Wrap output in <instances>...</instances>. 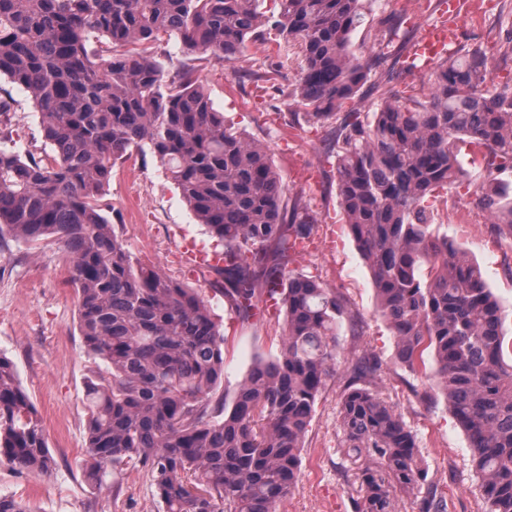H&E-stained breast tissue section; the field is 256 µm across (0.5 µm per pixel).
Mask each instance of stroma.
<instances>
[{
	"instance_id": "35a3bbf8",
	"label": "stroma",
	"mask_w": 512,
	"mask_h": 512,
	"mask_svg": "<svg viewBox=\"0 0 512 512\" xmlns=\"http://www.w3.org/2000/svg\"><path fill=\"white\" fill-rule=\"evenodd\" d=\"M364 3L366 18L351 37L350 51L371 72L344 109L369 122L381 73L399 48L419 40L424 25L440 20L442 0ZM460 13L459 38L449 44V51L463 54L482 48L488 57V84L511 82L512 48L505 42V29L512 22V0H485L484 11L476 15L464 4ZM197 76L227 123L267 147L286 201L302 200L317 218L309 251L295 255L290 271L318 280L347 300L349 318L338 339L335 370L314 405L299 481L276 512H354L355 490L340 472L339 411L347 366L365 353L377 358L378 386L416 435L428 478L445 498L447 512H483L469 441L437 387L433 355L424 354L421 363L408 368L397 355L392 329L378 312L370 270L341 220L335 158L326 147L334 124L306 116L295 94L297 57L270 34L248 42L237 59L204 57L197 63ZM2 96L11 99L12 110L0 116V142L52 160L54 153L27 92L1 78ZM468 188L444 191L431 200L432 224L480 265L501 303L504 330L512 336V236L498 233L489 214L469 202ZM105 193L112 204L110 219L132 256L194 288L210 303L224 332L220 390L233 395L258 362L279 356L283 320L240 323L212 289L215 273L195 275L180 264L185 243L211 250L216 240L195 219L152 154L117 161ZM69 268L60 243L0 238V354L13 361L56 460L48 475L0 465V494L22 498L34 512H160L141 470H114L100 488L86 478L85 384L106 365L88 354L80 336Z\"/></svg>"
}]
</instances>
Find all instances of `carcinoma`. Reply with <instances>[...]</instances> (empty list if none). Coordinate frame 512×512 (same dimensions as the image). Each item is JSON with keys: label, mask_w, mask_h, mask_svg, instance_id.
Wrapping results in <instances>:
<instances>
[{"label": "carcinoma", "mask_w": 512, "mask_h": 512, "mask_svg": "<svg viewBox=\"0 0 512 512\" xmlns=\"http://www.w3.org/2000/svg\"><path fill=\"white\" fill-rule=\"evenodd\" d=\"M0 0V77L26 89L54 150L45 162L0 148V236L54 239L72 259L78 324L108 376L86 388V475L142 467L162 512H275L300 476L313 410L336 356L343 295L288 270L316 218L284 203L267 148L224 123L194 67L168 73L156 47L232 60L270 27L298 49L296 95L327 121L353 100L369 67L350 53L362 0ZM476 48L437 68L424 99L390 91L374 121L348 112L334 130L342 221L371 273L403 362L433 352L468 437L485 512H512V339L480 266L431 227L425 202L462 185L461 148L483 175L474 203L512 235V85L486 84ZM151 153L224 246L214 290L243 324L267 300L284 312L280 355L255 365L232 401L224 335L206 302L158 267L137 263L103 199L112 165ZM428 264L422 280L418 268ZM379 362L352 363L340 409L342 473L355 471V512H446L427 482L413 431L373 389ZM0 464L51 473L56 462L13 363L0 354ZM0 512H33L0 495Z\"/></svg>", "instance_id": "1"}]
</instances>
